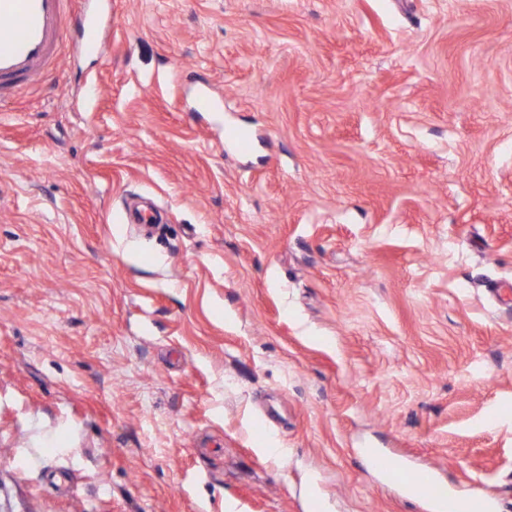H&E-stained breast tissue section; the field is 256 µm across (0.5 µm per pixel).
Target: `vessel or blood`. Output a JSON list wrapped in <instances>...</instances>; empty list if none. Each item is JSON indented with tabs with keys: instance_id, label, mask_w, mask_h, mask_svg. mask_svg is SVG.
Here are the masks:
<instances>
[{
	"instance_id": "1",
	"label": "vessel or blood",
	"mask_w": 512,
	"mask_h": 512,
	"mask_svg": "<svg viewBox=\"0 0 512 512\" xmlns=\"http://www.w3.org/2000/svg\"><path fill=\"white\" fill-rule=\"evenodd\" d=\"M70 0H0V103L41 83L70 36L81 50L103 52L102 32L111 13L84 8L70 13ZM409 487L427 503L440 498L442 483L431 473L412 471Z\"/></svg>"
}]
</instances>
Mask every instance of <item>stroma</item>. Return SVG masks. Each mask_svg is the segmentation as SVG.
Returning a JSON list of instances; mask_svg holds the SVG:
<instances>
[{
	"mask_svg": "<svg viewBox=\"0 0 512 512\" xmlns=\"http://www.w3.org/2000/svg\"><path fill=\"white\" fill-rule=\"evenodd\" d=\"M109 6L0 106V512H512V0ZM404 486L410 487L416 497L421 498L429 505L435 503L442 494V482L431 473L421 470H412L410 480Z\"/></svg>",
	"mask_w": 512,
	"mask_h": 512,
	"instance_id": "stroma-1",
	"label": "stroma"
}]
</instances>
